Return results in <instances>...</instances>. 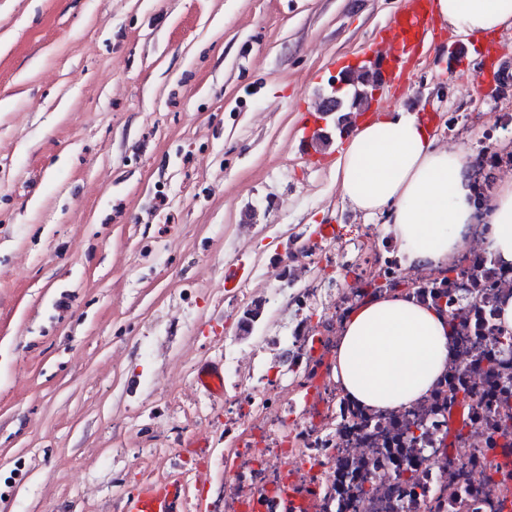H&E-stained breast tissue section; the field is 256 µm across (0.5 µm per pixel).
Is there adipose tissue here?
I'll return each mask as SVG.
<instances>
[{
  "instance_id": "1",
  "label": "adipose tissue",
  "mask_w": 512,
  "mask_h": 512,
  "mask_svg": "<svg viewBox=\"0 0 512 512\" xmlns=\"http://www.w3.org/2000/svg\"><path fill=\"white\" fill-rule=\"evenodd\" d=\"M437 19L466 36L512 29V0H434ZM352 207L385 218L405 264L447 270L485 227L489 252L512 266V176L476 206L466 150L439 144L418 113L403 109L355 128L336 160ZM448 316L408 292L382 293L352 309L336 345L334 373L348 396L398 410L431 392L449 355Z\"/></svg>"
}]
</instances>
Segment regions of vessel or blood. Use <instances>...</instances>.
<instances>
[{"label": "vessel or blood", "mask_w": 512, "mask_h": 512, "mask_svg": "<svg viewBox=\"0 0 512 512\" xmlns=\"http://www.w3.org/2000/svg\"><path fill=\"white\" fill-rule=\"evenodd\" d=\"M434 28L431 0H401L384 36L375 42L368 63L377 65L383 81L402 79L410 61L417 55L426 37ZM304 134L300 145L309 156H316L314 132L321 122L317 112L306 109L301 115ZM183 490L170 482H154L142 486L129 497L123 512H180Z\"/></svg>", "instance_id": "b4317fda"}]
</instances>
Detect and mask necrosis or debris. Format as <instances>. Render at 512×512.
<instances>
[{"label": "necrosis or debris", "instance_id": "1", "mask_svg": "<svg viewBox=\"0 0 512 512\" xmlns=\"http://www.w3.org/2000/svg\"><path fill=\"white\" fill-rule=\"evenodd\" d=\"M373 229L334 233L288 248L266 305L288 315V333L253 348L224 342V487L218 512H284L289 494L307 512H512V442L500 420L512 416V354L495 342L496 308L512 298V268L501 267L475 232L459 262L465 279L448 284V310L463 326L451 340L448 367L415 404L386 413L360 406L333 371L342 321L374 285L395 290L433 274L403 267L392 238L366 250ZM343 260L350 280L330 288L321 263ZM279 377L257 374L265 355ZM471 392L468 403L455 393ZM424 441L409 439L413 423Z\"/></svg>", "mask_w": 512, "mask_h": 512}]
</instances>
